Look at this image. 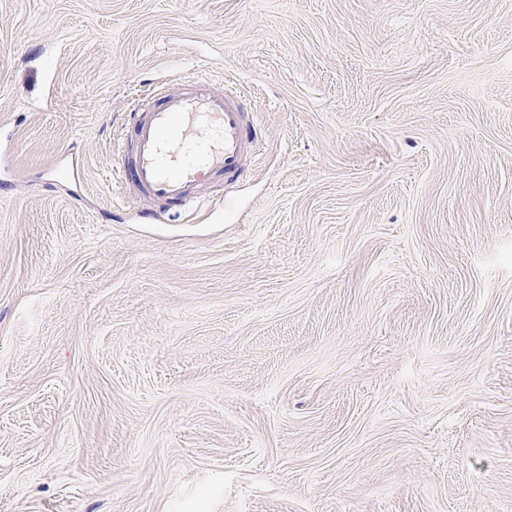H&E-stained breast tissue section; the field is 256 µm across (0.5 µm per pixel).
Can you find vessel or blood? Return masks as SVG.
I'll use <instances>...</instances> for the list:
<instances>
[{"mask_svg":"<svg viewBox=\"0 0 512 512\" xmlns=\"http://www.w3.org/2000/svg\"><path fill=\"white\" fill-rule=\"evenodd\" d=\"M118 172L144 222L199 201L202 188L235 185L260 141L243 90L215 91L203 77L177 76L149 90L129 114Z\"/></svg>","mask_w":512,"mask_h":512,"instance_id":"vessel-or-blood-1","label":"vessel or blood"}]
</instances>
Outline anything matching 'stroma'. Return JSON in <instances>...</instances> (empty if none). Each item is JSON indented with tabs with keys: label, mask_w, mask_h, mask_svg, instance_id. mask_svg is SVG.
<instances>
[{
	"label": "stroma",
	"mask_w": 512,
	"mask_h": 512,
	"mask_svg": "<svg viewBox=\"0 0 512 512\" xmlns=\"http://www.w3.org/2000/svg\"><path fill=\"white\" fill-rule=\"evenodd\" d=\"M175 75L260 149L145 224ZM0 126V512H512V0H0Z\"/></svg>",
	"instance_id": "obj_1"
}]
</instances>
